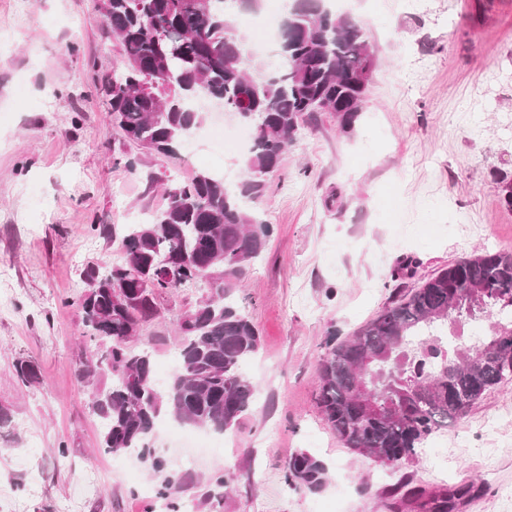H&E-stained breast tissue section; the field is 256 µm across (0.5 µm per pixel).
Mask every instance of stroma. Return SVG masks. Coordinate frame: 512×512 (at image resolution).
<instances>
[{"label": "stroma", "mask_w": 512, "mask_h": 512, "mask_svg": "<svg viewBox=\"0 0 512 512\" xmlns=\"http://www.w3.org/2000/svg\"><path fill=\"white\" fill-rule=\"evenodd\" d=\"M18 18L0 0V275L15 309L0 316V512H166L160 481L135 456L99 446L100 421L76 380L90 344L74 305L85 266L119 262L101 224H136L165 204L161 188L201 169L227 184L242 156L195 149L158 155L113 126L101 79L123 57L97 0H33ZM377 49L364 112L351 136L323 113L291 143L261 205L274 232L234 292L261 344L243 373L257 386L236 432L184 459L171 423L154 449L185 475L191 512H382L389 485H477L467 512H512V382L459 424L430 436L399 473L345 447L316 400L328 342L350 338L390 300L449 264L512 252V0H343ZM132 159L135 169L121 165ZM157 187H149L148 176ZM411 275L396 279L400 259ZM206 289L164 301L131 345L153 356L165 386L177 318ZM31 361L36 382L14 375ZM323 460L325 483L293 489L284 464ZM233 467L223 500L212 477Z\"/></svg>", "instance_id": "35a3bbf8"}]
</instances>
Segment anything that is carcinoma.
I'll list each match as a JSON object with an SVG mask.
<instances>
[{"label": "carcinoma", "mask_w": 512, "mask_h": 512, "mask_svg": "<svg viewBox=\"0 0 512 512\" xmlns=\"http://www.w3.org/2000/svg\"><path fill=\"white\" fill-rule=\"evenodd\" d=\"M103 13L125 66L105 79L108 112L125 139L173 154L203 120L198 105L219 101L253 131L234 185L206 171L169 186L162 209L141 224L99 233L118 242L121 260L83 272L76 306L94 346L78 369L101 424L99 447L131 454L165 474L158 498L180 512L182 481L152 450L158 422L171 418L217 433L237 429L256 387L241 372L259 347L256 327L233 290L273 233L260 209L266 177L304 125L330 112L340 132L355 131L374 67L364 29L326 0H293L278 22V62L258 79L235 18L261 0H104ZM192 283L208 293L178 318L179 366L157 387L152 355L128 346L132 326L159 315L160 299ZM490 319L480 344L448 350L447 337L479 314ZM512 254L483 252L442 269L393 300L351 338L327 344L318 369L317 405L346 447L398 469L423 442L462 421L489 390L512 381ZM111 383H95L100 373ZM15 376L37 379L23 359ZM388 404V420L371 412ZM323 461L291 456L286 482L315 491ZM470 489L415 487L384 504L388 512H454Z\"/></svg>", "instance_id": "cac0c4a2"}]
</instances>
